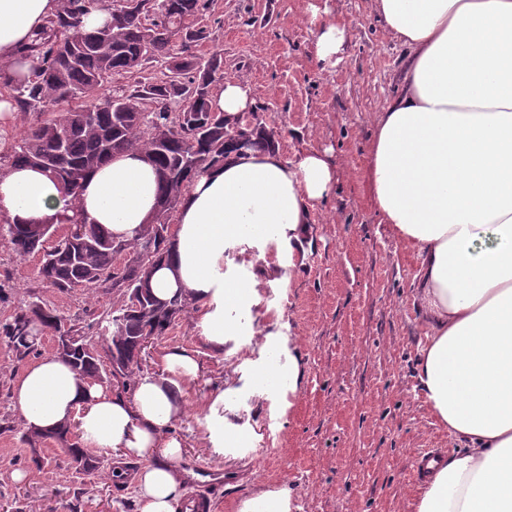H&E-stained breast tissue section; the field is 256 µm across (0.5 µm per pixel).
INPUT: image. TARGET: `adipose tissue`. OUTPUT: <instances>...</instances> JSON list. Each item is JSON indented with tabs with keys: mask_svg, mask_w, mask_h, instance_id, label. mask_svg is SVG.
Returning <instances> with one entry per match:
<instances>
[{
	"mask_svg": "<svg viewBox=\"0 0 512 512\" xmlns=\"http://www.w3.org/2000/svg\"><path fill=\"white\" fill-rule=\"evenodd\" d=\"M404 46L402 88L379 112L365 180L382 223L419 259L414 302L427 326L417 378L429 415L460 445L418 488L412 512H512V0H372ZM57 11V0H0V82L30 78L24 50ZM159 176L141 153L114 156L83 179L78 204L89 222L131 239L153 216ZM326 154L291 161L280 149L231 155L185 192L172 245L149 281L162 300L190 295L199 336L223 348L255 336L228 310L250 307L263 268L225 264L229 248L275 242L278 267L295 274L311 242L312 209L332 193ZM67 197L34 167L0 172V213L12 224H47ZM162 376H140L132 395L81 383L51 355L14 381L27 428L74 427L84 449L142 462L132 481L138 512H178L184 495L181 441L173 423L180 381L199 365L186 351L162 353ZM224 396L203 421L211 452L240 442Z\"/></svg>",
	"mask_w": 512,
	"mask_h": 512,
	"instance_id": "obj_1",
	"label": "adipose tissue"
}]
</instances>
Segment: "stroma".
<instances>
[{
    "label": "stroma",
    "mask_w": 512,
    "mask_h": 512,
    "mask_svg": "<svg viewBox=\"0 0 512 512\" xmlns=\"http://www.w3.org/2000/svg\"><path fill=\"white\" fill-rule=\"evenodd\" d=\"M372 0H213L203 19L224 52V76L247 85L257 113L284 156L328 151L336 169L333 194L315 206L313 241L291 284L265 278L242 324L279 325L280 360L296 357V391L261 394L251 373L258 343L236 336L216 350L199 337L187 310L148 347L147 374H161L159 354L192 352L199 369L180 390L186 413L171 430L183 444V469L205 464L224 473V490L209 512L280 485L293 512H411L418 486L412 460L420 449L458 447L429 416L416 378L418 343L426 329L413 303L416 256L391 225L381 223L363 171L377 113L401 88L406 50L375 18ZM344 24L349 41L336 66L315 56L312 8ZM41 254L17 257L0 239V325L38 302L74 321L91 341L112 308L103 285L61 291L38 278ZM0 338V512H136L130 483L75 471L52 439L24 444V423L12 385L27 367ZM229 396L227 423L248 437L237 455L211 456L201 422L217 393ZM23 480H15V473Z\"/></svg>",
    "instance_id": "stroma-1"
}]
</instances>
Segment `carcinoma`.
Returning <instances> with one entry per match:
<instances>
[{"label":"carcinoma","mask_w":512,"mask_h":512,"mask_svg":"<svg viewBox=\"0 0 512 512\" xmlns=\"http://www.w3.org/2000/svg\"><path fill=\"white\" fill-rule=\"evenodd\" d=\"M55 18L26 54L37 60L31 79L13 86L25 112L39 115L17 143L0 153V170L36 165L58 180L72 196L70 213L60 223L71 229L48 249L51 234L9 224L6 237L19 257L43 251L39 279L49 287L68 291L110 284L120 300L98 323L104 336L109 368L99 352L75 350L67 361L81 381L106 380L127 389L141 372L140 340L163 336L192 304L178 292L161 301L148 281L171 240V221L183 194L208 169L221 165L235 142L245 136L249 148L276 139L258 119L252 126H226L213 117L212 86L224 80L222 53L197 49L209 39L198 19L212 0H58ZM110 20L93 31L81 27L91 7ZM120 80L128 88L108 90ZM139 151L159 172L160 204L152 223L140 227L130 240H117L98 224H91L76 204L85 175L113 155ZM122 251L128 261L115 273L113 258ZM83 337L75 325L36 302L0 326V334L20 359L36 350L39 333ZM69 426L52 431H22L32 445L44 437L64 444L70 462L82 460L86 473L103 472L105 458L93 457L69 441Z\"/></svg>","instance_id":"cac0c4a2"}]
</instances>
